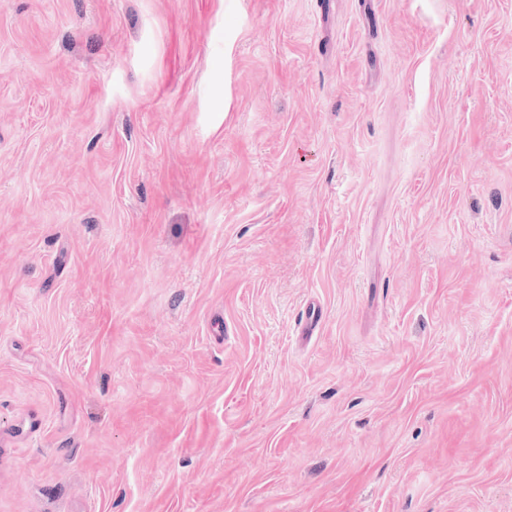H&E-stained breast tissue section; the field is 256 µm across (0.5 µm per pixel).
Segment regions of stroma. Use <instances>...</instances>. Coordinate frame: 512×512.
Returning <instances> with one entry per match:
<instances>
[{"label":"stroma","instance_id":"1","mask_svg":"<svg viewBox=\"0 0 512 512\" xmlns=\"http://www.w3.org/2000/svg\"><path fill=\"white\" fill-rule=\"evenodd\" d=\"M0 512H512V0H0Z\"/></svg>","mask_w":512,"mask_h":512}]
</instances>
